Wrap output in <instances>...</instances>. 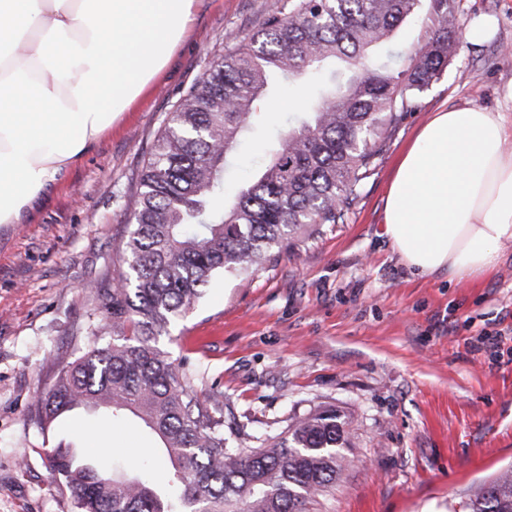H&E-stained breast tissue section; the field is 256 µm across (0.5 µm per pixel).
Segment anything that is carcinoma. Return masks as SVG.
Here are the masks:
<instances>
[{
    "mask_svg": "<svg viewBox=\"0 0 512 512\" xmlns=\"http://www.w3.org/2000/svg\"><path fill=\"white\" fill-rule=\"evenodd\" d=\"M419 0H282L256 30L236 35L169 113L140 174L135 227L123 245L119 286L100 288L97 321L112 343L62 365L38 399L41 428L76 408L129 415L161 443L179 483L166 492L128 478L121 464L74 463L47 449L53 481L74 512H311L348 466L349 422L320 407L258 448L228 445L218 405L202 402L198 374L156 346L218 271L275 259L318 224H342L418 94L455 51L449 0H431L432 31L395 71L374 49L390 41ZM279 77L308 111L280 133L270 161L228 208L224 171ZM466 512H512V469L465 503Z\"/></svg>",
    "mask_w": 512,
    "mask_h": 512,
    "instance_id": "obj_1",
    "label": "carcinoma"
}]
</instances>
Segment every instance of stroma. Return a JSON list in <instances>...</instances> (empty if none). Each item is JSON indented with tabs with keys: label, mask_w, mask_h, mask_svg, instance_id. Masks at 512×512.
<instances>
[{
	"label": "stroma",
	"mask_w": 512,
	"mask_h": 512,
	"mask_svg": "<svg viewBox=\"0 0 512 512\" xmlns=\"http://www.w3.org/2000/svg\"><path fill=\"white\" fill-rule=\"evenodd\" d=\"M279 0H197L185 41L130 112L57 177L18 224H0V512H72L51 479L46 444L76 442L88 457L135 461L153 442L135 421L99 412L64 414L50 435L36 403L59 367L92 342L80 327L124 270L139 175L163 121ZM457 33L496 22L493 38L459 41L441 78L407 113L345 223L311 236L255 271L219 274L159 347L189 361L201 399L218 398L224 434L252 448L294 417L333 406L350 421L349 466L316 512H464V504L512 467V245L499 267L470 284L447 272L418 277L383 234L396 161L431 112L484 107L512 113V0H454ZM431 2L396 29L380 59L406 69L430 33ZM293 86L261 105V121L232 151L224 202L268 158L270 140L300 112ZM500 336L498 355L478 348Z\"/></svg>",
	"instance_id": "obj_1"
}]
</instances>
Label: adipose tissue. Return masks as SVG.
I'll return each instance as SVG.
<instances>
[{
    "instance_id": "obj_1",
    "label": "adipose tissue",
    "mask_w": 512,
    "mask_h": 512,
    "mask_svg": "<svg viewBox=\"0 0 512 512\" xmlns=\"http://www.w3.org/2000/svg\"><path fill=\"white\" fill-rule=\"evenodd\" d=\"M196 0H0V224L111 128L180 44ZM504 113H433L402 152L383 233L418 275L464 284L512 241Z\"/></svg>"
}]
</instances>
